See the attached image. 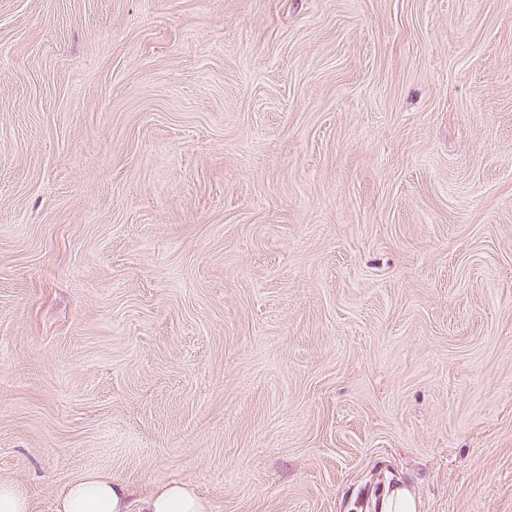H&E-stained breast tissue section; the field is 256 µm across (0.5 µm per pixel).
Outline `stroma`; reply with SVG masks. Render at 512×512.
Returning <instances> with one entry per match:
<instances>
[{
	"mask_svg": "<svg viewBox=\"0 0 512 512\" xmlns=\"http://www.w3.org/2000/svg\"><path fill=\"white\" fill-rule=\"evenodd\" d=\"M512 512V0H0V480ZM372 512H419L420 503L411 490L399 482L373 499Z\"/></svg>",
	"mask_w": 512,
	"mask_h": 512,
	"instance_id": "35a3bbf8",
	"label": "stroma"
}]
</instances>
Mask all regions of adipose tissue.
I'll return each mask as SVG.
<instances>
[{
  "mask_svg": "<svg viewBox=\"0 0 512 512\" xmlns=\"http://www.w3.org/2000/svg\"><path fill=\"white\" fill-rule=\"evenodd\" d=\"M54 512H210V505L191 487L180 483L162 485L135 502L120 476L93 472L66 480L55 500Z\"/></svg>",
  "mask_w": 512,
  "mask_h": 512,
  "instance_id": "ef3b65f1",
  "label": "adipose tissue"
}]
</instances>
